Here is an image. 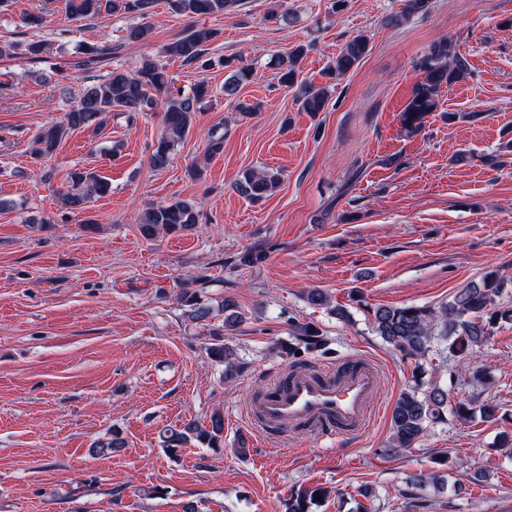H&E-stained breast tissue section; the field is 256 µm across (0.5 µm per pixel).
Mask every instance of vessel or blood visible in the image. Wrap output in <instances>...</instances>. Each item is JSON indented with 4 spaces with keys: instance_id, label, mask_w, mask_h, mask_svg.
<instances>
[{
    "instance_id": "1",
    "label": "vessel or blood",
    "mask_w": 512,
    "mask_h": 512,
    "mask_svg": "<svg viewBox=\"0 0 512 512\" xmlns=\"http://www.w3.org/2000/svg\"><path fill=\"white\" fill-rule=\"evenodd\" d=\"M380 376L368 362L353 359L343 369L319 367L290 371L247 415L261 434L277 428L305 432L336 443L356 438L372 426L379 405Z\"/></svg>"
}]
</instances>
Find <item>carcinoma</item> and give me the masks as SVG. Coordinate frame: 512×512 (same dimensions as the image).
I'll use <instances>...</instances> for the list:
<instances>
[{
  "label": "carcinoma",
  "mask_w": 512,
  "mask_h": 512,
  "mask_svg": "<svg viewBox=\"0 0 512 512\" xmlns=\"http://www.w3.org/2000/svg\"><path fill=\"white\" fill-rule=\"evenodd\" d=\"M155 0H64V12L72 20L108 18L112 15L145 17L153 10ZM239 0H168L172 12L193 19L185 34L173 42L166 53L182 60L186 65H198L205 56L207 45L214 41L218 32L199 23V19L210 15H229ZM429 10V0H405L402 11L388 18L398 26L415 15ZM370 51V38L359 33L347 40L336 58L329 65L330 74L340 77L358 67ZM83 58L74 66L86 71L105 64L112 55V47L88 44L81 48ZM305 55L302 45L296 46L288 55L278 60L281 84L297 89L295 95L299 109L316 114L324 111L328 91L306 84H295L297 67ZM230 75L224 80V96L234 100V108L244 114L260 111V103L246 102L237 98L241 86L249 82L252 69L233 65V59L224 60ZM464 59L456 53L451 43L441 40L432 43L420 65L422 79L414 86L412 96L402 112L404 127L418 130L423 119L437 110L442 88L462 80L467 75ZM174 78L166 66L152 56L142 58L135 73L123 70L112 71L99 83L83 87L74 105L63 114V118L46 126L35 135L31 155L39 160L52 156L59 144L70 132L98 125L112 112H127L133 118L149 112L164 102V132L151 154V164L156 169L164 168L171 152L190 131L193 117L205 96L208 87L199 83L192 94H174ZM224 149V134L213 128L208 132L207 154L215 156ZM283 173L279 169L246 170L236 182V190L251 202H260L271 196L280 187ZM70 189L60 193L62 205L72 213L83 211L93 195H103L110 184L94 169L74 170L70 174ZM198 222L195 205L188 199L152 206L140 216L139 230L146 239L160 232L168 234L185 232ZM202 278L180 284L179 300L186 307L185 313L192 321L201 322L211 317L212 307L201 298L198 283ZM508 280L496 272H488L479 280H473L458 289L451 300L438 307L378 306L367 308L372 330L395 353L417 362L412 384L403 389L396 398L390 419L391 439L387 451L394 454L412 449L424 437L428 429L442 421L448 413V388L433 379V372L425 368L428 359L438 345H443L448 354H462L487 343L496 324L512 322V308L500 303ZM224 312L223 325L210 329L213 343L207 348L214 362L224 365V379H234L240 370L233 352L224 344V333L233 331L242 321V314L229 302L221 304ZM325 345L320 332L309 324L294 328L291 339L280 344L285 356H294L300 350L316 352ZM209 448L220 446L224 440V416L216 412L205 425L187 423L182 428H167L161 436L162 447L176 452L191 440ZM440 477L433 472H419L410 476L415 489L424 491L438 484ZM324 490L315 488L291 495L285 503V512H309V504Z\"/></svg>",
  "instance_id": "cac0c4a2"
}]
</instances>
